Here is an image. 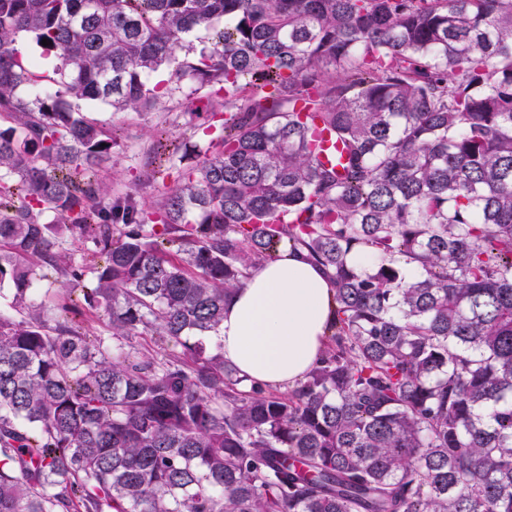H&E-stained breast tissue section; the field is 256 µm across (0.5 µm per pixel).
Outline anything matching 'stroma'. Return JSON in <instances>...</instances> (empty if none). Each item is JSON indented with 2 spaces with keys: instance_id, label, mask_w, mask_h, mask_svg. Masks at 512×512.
<instances>
[{
  "instance_id": "1",
  "label": "stroma",
  "mask_w": 512,
  "mask_h": 512,
  "mask_svg": "<svg viewBox=\"0 0 512 512\" xmlns=\"http://www.w3.org/2000/svg\"><path fill=\"white\" fill-rule=\"evenodd\" d=\"M82 114L114 125L119 133L112 148V163L103 176L112 198L151 204L172 180L150 181L143 171L149 153L158 164H167L171 151H178L185 164L202 161L214 131L207 118L208 101L202 93L184 88L164 102L160 111L125 113L112 111L100 102H80Z\"/></svg>"
}]
</instances>
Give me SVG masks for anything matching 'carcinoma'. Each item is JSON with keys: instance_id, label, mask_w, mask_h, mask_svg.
Here are the masks:
<instances>
[{"instance_id": "obj_1", "label": "carcinoma", "mask_w": 512, "mask_h": 512, "mask_svg": "<svg viewBox=\"0 0 512 512\" xmlns=\"http://www.w3.org/2000/svg\"><path fill=\"white\" fill-rule=\"evenodd\" d=\"M26 37L52 94H19ZM183 79L214 150L104 203L117 129L73 102L149 112ZM281 246L335 309L275 394L215 337ZM4 290L0 512H512V0H0ZM148 336L181 350L124 351Z\"/></svg>"}]
</instances>
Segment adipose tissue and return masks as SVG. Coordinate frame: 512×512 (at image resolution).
Instances as JSON below:
<instances>
[{
  "label": "adipose tissue",
  "mask_w": 512,
  "mask_h": 512,
  "mask_svg": "<svg viewBox=\"0 0 512 512\" xmlns=\"http://www.w3.org/2000/svg\"><path fill=\"white\" fill-rule=\"evenodd\" d=\"M333 309L320 268L282 250L254 270L225 306L219 329L224 358L249 380L286 390L320 359Z\"/></svg>",
  "instance_id": "adipose-tissue-1"
}]
</instances>
